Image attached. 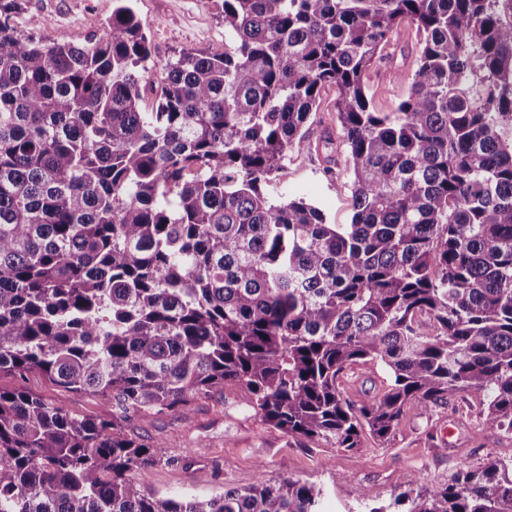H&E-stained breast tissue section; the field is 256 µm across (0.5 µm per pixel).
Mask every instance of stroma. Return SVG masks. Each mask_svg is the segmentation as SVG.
<instances>
[{"label":"stroma","mask_w":512,"mask_h":512,"mask_svg":"<svg viewBox=\"0 0 512 512\" xmlns=\"http://www.w3.org/2000/svg\"><path fill=\"white\" fill-rule=\"evenodd\" d=\"M153 46L158 79L159 66L181 50L223 51L224 22L215 0H134ZM112 0H28L20 16L21 28L44 42H70L83 36L90 21L107 23ZM384 64L367 76L368 96L381 112L395 109L407 82L389 80ZM336 91L322 90L319 107L306 126L307 147L289 154L265 191L276 201L302 198L325 214L329 223H350L353 201L349 178L343 169L327 174L315 146L331 123ZM386 378L379 364L348 368L343 377L344 395L359 405L372 399ZM21 387L39 396L61 400L75 416L102 417L99 398L52 384L40 371L23 377L0 374V388ZM127 431L146 444L166 447L168 462L137 468L136 488L168 496H210L232 488H245L258 477L269 482L288 477L321 489L320 512H366L356 495L371 490L384 502L401 490L403 478L414 473L419 486L446 483L460 462L479 467L490 459L512 456V433L487 425L478 402L451 400L421 412L408 407L391 440L383 444L363 434L358 450L286 435L261 424L251 407V395L236 384L213 389L194 402L190 411L164 414L138 413ZM205 470L208 481L196 483V470Z\"/></svg>","instance_id":"obj_1"}]
</instances>
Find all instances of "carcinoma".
Listing matches in <instances>:
<instances>
[{
	"label": "carcinoma",
	"mask_w": 512,
	"mask_h": 512,
	"mask_svg": "<svg viewBox=\"0 0 512 512\" xmlns=\"http://www.w3.org/2000/svg\"><path fill=\"white\" fill-rule=\"evenodd\" d=\"M132 2L47 44L0 0V373L107 412L0 388V512H318L288 478L135 488L169 458L126 423L226 382L263 424L347 450L451 398L512 432V0H221L224 51H181L154 87ZM402 25L415 70L378 112L365 75ZM327 87L349 224L264 192ZM367 362L389 380L357 407L341 377ZM369 512H512V457ZM22 387L27 391L50 399L61 400L67 411L75 416L105 417L106 410L99 398L84 392L65 390L52 384L38 370H32L22 378L9 373L0 374V388Z\"/></svg>",
	"instance_id": "obj_1"
}]
</instances>
